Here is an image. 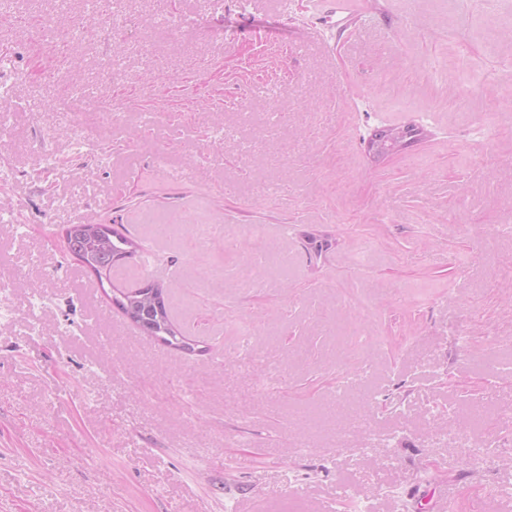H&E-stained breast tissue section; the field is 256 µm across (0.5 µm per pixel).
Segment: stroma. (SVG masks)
I'll use <instances>...</instances> for the list:
<instances>
[{"label": "stroma", "instance_id": "obj_1", "mask_svg": "<svg viewBox=\"0 0 512 512\" xmlns=\"http://www.w3.org/2000/svg\"><path fill=\"white\" fill-rule=\"evenodd\" d=\"M110 11L125 39L76 69L0 26L28 74L0 103V512H512V466L466 454L512 434V0ZM411 123L372 159L375 128ZM70 224L134 236L113 286L167 289L206 351L110 305Z\"/></svg>", "mask_w": 512, "mask_h": 512}]
</instances>
